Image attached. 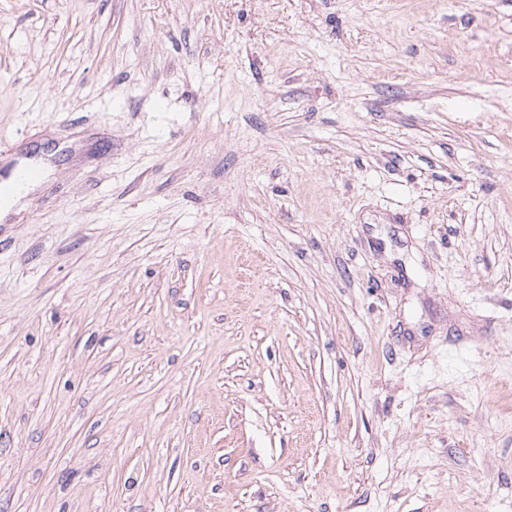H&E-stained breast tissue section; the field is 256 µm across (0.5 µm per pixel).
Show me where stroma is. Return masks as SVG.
<instances>
[{"label": "stroma", "instance_id": "stroma-1", "mask_svg": "<svg viewBox=\"0 0 512 512\" xmlns=\"http://www.w3.org/2000/svg\"><path fill=\"white\" fill-rule=\"evenodd\" d=\"M0 512H512V0H0Z\"/></svg>", "mask_w": 512, "mask_h": 512}]
</instances>
